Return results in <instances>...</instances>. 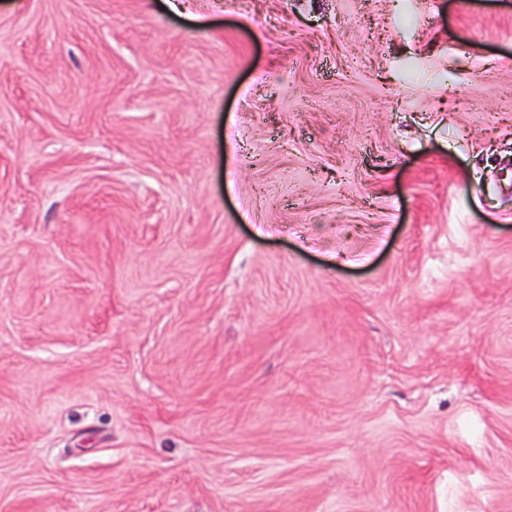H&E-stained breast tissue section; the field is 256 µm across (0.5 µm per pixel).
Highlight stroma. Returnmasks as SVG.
Returning <instances> with one entry per match:
<instances>
[{
    "mask_svg": "<svg viewBox=\"0 0 512 512\" xmlns=\"http://www.w3.org/2000/svg\"><path fill=\"white\" fill-rule=\"evenodd\" d=\"M0 512H512V0H0Z\"/></svg>",
    "mask_w": 512,
    "mask_h": 512,
    "instance_id": "1",
    "label": "stroma"
}]
</instances>
